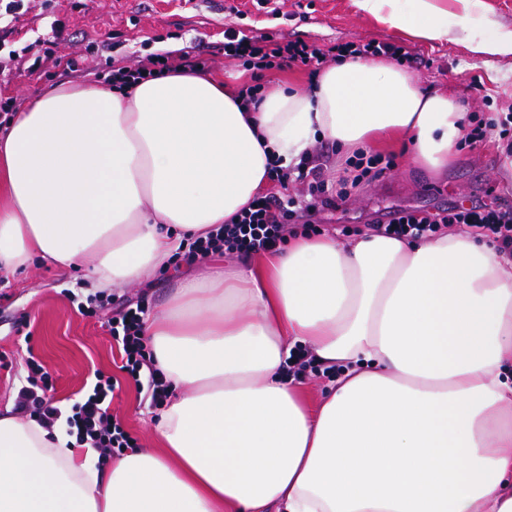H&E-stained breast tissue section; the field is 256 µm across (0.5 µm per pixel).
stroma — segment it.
<instances>
[{
  "label": "stroma",
  "instance_id": "1",
  "mask_svg": "<svg viewBox=\"0 0 512 512\" xmlns=\"http://www.w3.org/2000/svg\"><path fill=\"white\" fill-rule=\"evenodd\" d=\"M236 13H229V6ZM454 35L443 43H426L390 28L359 11L352 0H24L19 17L0 15V27L10 28L0 57L12 58L14 69L0 71V102L20 106L44 87L55 84L59 64L81 59L84 68L71 73L74 81L98 80L112 66L132 65L149 55L192 49L205 61L206 71L242 86L249 74L235 62L210 56L208 44L224 39L233 25L302 40L320 48L354 41H390L419 58L410 65L423 88L446 93L476 107L480 117H496L512 102V56L479 58L471 53V38L497 29H512V0H444ZM54 39L53 53L35 59L45 39ZM36 73H28V66ZM498 132L478 144L462 145L455 164L436 176L413 163L399 142L370 146L373 154L392 159L391 171L363 179L350 200L322 214L315 230L343 241L387 221L397 210L434 212L455 205L512 203V186L498 176ZM78 272L62 274L33 262L11 283L0 282V407L15 403L27 375L28 359L38 360L52 378L49 397L69 409L93 387L96 374L117 379L119 390L109 407L143 449L158 448L152 405L146 383L128 377L121 346L103 319L81 313L84 299ZM176 286L174 276L158 273L142 284L111 288L113 307L145 296L148 311L157 310Z\"/></svg>",
  "mask_w": 512,
  "mask_h": 512
}]
</instances>
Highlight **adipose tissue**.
<instances>
[{"label": "adipose tissue", "mask_w": 512, "mask_h": 512, "mask_svg": "<svg viewBox=\"0 0 512 512\" xmlns=\"http://www.w3.org/2000/svg\"><path fill=\"white\" fill-rule=\"evenodd\" d=\"M447 40L437 0H353ZM470 130L457 99L386 57L347 58L255 110L208 72L129 89L66 82L0 133V279L33 258L103 291L168 270L319 140L402 138L439 174ZM144 336L171 384L160 448L100 475L64 421L0 411V512H512V260L469 231L421 240L308 233L183 277ZM335 367L316 401L294 348Z\"/></svg>", "instance_id": "obj_1"}]
</instances>
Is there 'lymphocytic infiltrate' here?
I'll list each match as a JSON object with an SVG mask.
<instances>
[{"instance_id": "1", "label": "lymphocytic infiltrate", "mask_w": 512, "mask_h": 512, "mask_svg": "<svg viewBox=\"0 0 512 512\" xmlns=\"http://www.w3.org/2000/svg\"><path fill=\"white\" fill-rule=\"evenodd\" d=\"M213 54L239 60L250 74L251 82L240 91L243 107H255L260 99V80L265 71L286 66L302 65L320 67L330 60L347 56L367 58L385 56L400 63L414 62L415 57L405 47L391 42H349L322 50L306 42L295 40L282 42L268 32L247 35L234 26H227L223 42L214 44ZM202 60L198 54L181 50L174 54L160 55L137 66L113 69L109 76L112 86H133L140 80L153 76L163 68L194 70ZM321 153H314L307 164L297 172L275 167L270 178L280 186H288L291 177L307 181V195L295 198L280 197L272 193L258 196L252 206L232 219L218 225L207 237L188 241L178 258L191 264L211 255L252 256L275 249L284 240L289 225L314 223L318 214L338 209L348 198V192L336 188L323 177ZM459 226L483 233L492 239L496 251L512 258V208L502 206L459 207L453 206L434 213L419 210L394 212L385 224L374 225V232L398 237H419L438 232L447 226ZM91 311L108 313L110 333L121 344L126 358L124 369L133 379H146L153 406L164 404L170 394V383L156 368L151 353L145 345V301L113 309L112 300L100 295L89 298ZM49 387V375L38 361L28 365L26 383L17 395L18 411L38 417L51 425L58 419L60 410L45 396ZM117 387L112 377L97 375L91 392L74 405L70 419L77 428L80 441L100 451L101 458H110L113 452L134 447L135 441L123 429L121 423L108 411V402Z\"/></svg>"}]
</instances>
